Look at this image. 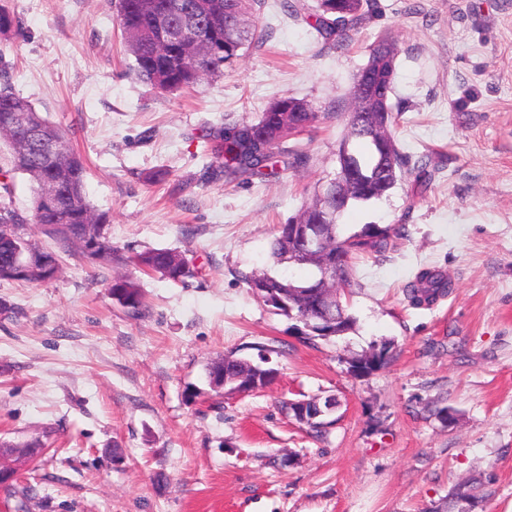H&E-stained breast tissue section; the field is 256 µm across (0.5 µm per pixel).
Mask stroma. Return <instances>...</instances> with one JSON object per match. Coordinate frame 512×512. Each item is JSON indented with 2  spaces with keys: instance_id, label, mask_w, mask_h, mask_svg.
Returning <instances> with one entry per match:
<instances>
[{
  "instance_id": "35a3bbf8",
  "label": "stroma",
  "mask_w": 512,
  "mask_h": 512,
  "mask_svg": "<svg viewBox=\"0 0 512 512\" xmlns=\"http://www.w3.org/2000/svg\"><path fill=\"white\" fill-rule=\"evenodd\" d=\"M380 4L335 50L265 0L262 40L223 74L165 93L133 76L107 0H0L20 22L0 35V78L83 157L113 246L171 249L194 271L181 283L138 274L137 317L108 288L121 263L66 257L51 281H0V441L49 449L13 462L28 512H433L471 477L483 483L473 512H512V0H420L416 14ZM384 30L399 48L394 135L438 169L427 188L408 175L343 214L348 234L369 223L408 234L356 260L343 296L353 329L308 345L239 274L306 276L273 265L269 243L334 177L346 128L324 113L348 100ZM281 96L323 114L299 137L309 165L263 183L211 178L212 134ZM432 266L452 294L408 306L405 284ZM384 340L393 361L351 373V357ZM229 352L267 358L276 381L218 394L208 366ZM330 394L336 423L319 441L280 410Z\"/></svg>"
}]
</instances>
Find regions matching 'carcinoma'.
<instances>
[{"instance_id": "obj_1", "label": "carcinoma", "mask_w": 512, "mask_h": 512, "mask_svg": "<svg viewBox=\"0 0 512 512\" xmlns=\"http://www.w3.org/2000/svg\"><path fill=\"white\" fill-rule=\"evenodd\" d=\"M260 0H219L221 21L214 31L216 52L207 59L194 60L178 48L157 54L154 44L160 39L163 26L176 33L204 12L207 0H118L119 23L125 37L140 35V50L135 56L134 75L140 82L163 92L179 91L204 76H216L230 68L240 57V51L252 44L256 35L253 19L255 6ZM280 7L292 18L309 16L312 27L330 47L340 50L354 40L360 30L379 16V0H316L315 9H309L305 0H280ZM397 40L390 34L381 35L369 46L366 63L354 77L350 103L341 112L347 128L336 153L340 177L339 185H321L312 203L302 208L280 225L271 240L270 256L278 265L307 266L311 274L298 279L268 272L251 271L241 274L253 296L262 299L274 313L291 316L288 307L271 302L285 288L297 289L299 309L308 315L298 334L306 343H314L328 336H342L350 331L354 317L340 302L334 306L324 304L314 288L322 271L325 255L308 250L303 243L292 238V224H321L335 255L336 277L344 287L355 286L352 265L357 253L383 255L394 247L395 240L406 236L404 224H365L360 231L345 235L336 222V209H348L381 200L391 194L398 183L415 172L421 182L431 179V161L427 156L416 159L402 151L392 133L398 118L391 103L396 77L395 59ZM12 112H30L43 134L23 154L12 153L11 172L30 176L35 183L51 179L60 182L59 197L47 204L34 195L31 216H26L13 205L12 185L0 184V262L8 250L5 237L7 225L69 224L73 237L57 238L60 251L82 257L78 239L99 236L105 247L112 248L111 237L103 226L110 225L108 214L96 210L84 190L86 166L79 155L69 152L57 158L50 152L48 142L62 139L63 134L26 98L12 91L10 85L0 86V122ZM320 113L307 101L292 96L273 100L255 121L226 123L213 135L217 164L211 166L212 176L226 182L240 179H265L279 170H293L305 166L309 160L302 148L284 146L294 133L310 129L319 121ZM118 262H130L148 274L183 282L194 275L185 259L170 249H149L132 257L114 255ZM122 290L130 300L129 312L140 314L142 291L131 277L112 291ZM452 292V282L440 271L426 267L420 269L406 286V297L414 307L429 306L440 297ZM393 359V343L383 341L370 350L353 357L355 369L370 373L388 365ZM276 372L270 367L241 357H232L224 363V379L228 387L243 386L256 391L268 387ZM465 498L478 500V486L471 481L455 484L447 501L438 512H448Z\"/></svg>"}]
</instances>
